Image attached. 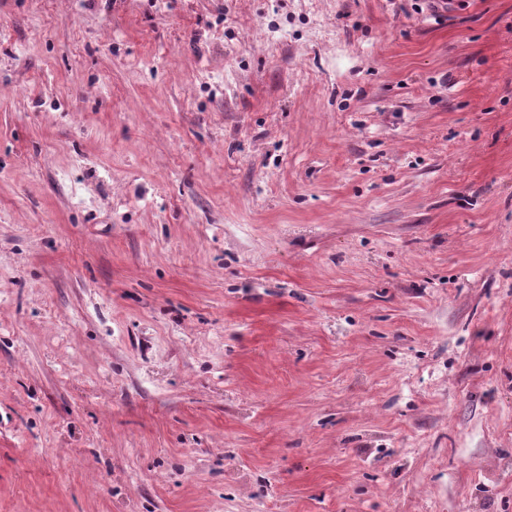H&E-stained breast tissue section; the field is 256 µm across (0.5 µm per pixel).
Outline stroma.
Masks as SVG:
<instances>
[{"label":"stroma","instance_id":"obj_1","mask_svg":"<svg viewBox=\"0 0 512 512\" xmlns=\"http://www.w3.org/2000/svg\"><path fill=\"white\" fill-rule=\"evenodd\" d=\"M0 512H512V0H0Z\"/></svg>","mask_w":512,"mask_h":512}]
</instances>
